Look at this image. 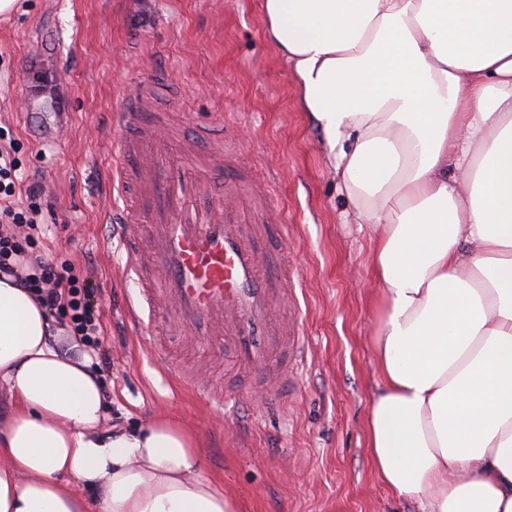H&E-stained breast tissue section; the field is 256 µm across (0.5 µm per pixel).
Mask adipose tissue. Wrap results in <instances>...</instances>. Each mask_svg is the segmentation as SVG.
<instances>
[{
    "instance_id": "ef3b65f1",
    "label": "adipose tissue",
    "mask_w": 512,
    "mask_h": 512,
    "mask_svg": "<svg viewBox=\"0 0 512 512\" xmlns=\"http://www.w3.org/2000/svg\"><path fill=\"white\" fill-rule=\"evenodd\" d=\"M260 8L374 232V473L417 512H512V0ZM80 348L0 273V512H239L178 418L104 428Z\"/></svg>"
}]
</instances>
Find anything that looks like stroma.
Here are the masks:
<instances>
[{
    "instance_id": "35a3bbf8",
    "label": "stroma",
    "mask_w": 512,
    "mask_h": 512,
    "mask_svg": "<svg viewBox=\"0 0 512 512\" xmlns=\"http://www.w3.org/2000/svg\"><path fill=\"white\" fill-rule=\"evenodd\" d=\"M44 33L58 53L42 55L24 79ZM156 72L180 91L182 135L170 149L201 126L234 138L237 160L258 170V194L289 226L288 235L269 237L266 253L294 272L306 355L290 364L293 385L282 402L262 414L254 410L264 402L254 372L236 370L222 344L170 336L161 361L146 329L124 315L135 285L105 217L122 205L110 190L109 133L122 98ZM46 78L65 84L70 114L69 129L51 144L38 142L22 115ZM297 94L291 68L264 36L258 0H17L0 15V127L12 133L24 183L40 188L39 251L98 289L111 423L136 428L159 414L182 417L204 441L208 476L246 512H414L379 483L367 448L377 381L371 232L351 223L325 134ZM183 369L196 389L181 386ZM218 385L228 404L222 413L200 396Z\"/></svg>"
}]
</instances>
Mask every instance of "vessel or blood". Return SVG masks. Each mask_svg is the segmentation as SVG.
Masks as SVG:
<instances>
[{
    "label": "vessel or blood",
    "mask_w": 512,
    "mask_h": 512,
    "mask_svg": "<svg viewBox=\"0 0 512 512\" xmlns=\"http://www.w3.org/2000/svg\"><path fill=\"white\" fill-rule=\"evenodd\" d=\"M157 83H141L120 114L121 134L113 143V187L124 205L126 267L138 283L127 315L155 303L167 307L166 329L180 335L206 326L210 337L232 340V359L243 369L265 367L303 354L300 317L279 318L292 294L274 283L262 259L268 225L282 216L265 208L261 223L243 213L241 188L253 185L251 171L230 162L209 128L177 159L166 142L171 131L156 96ZM40 138L54 141L69 127L65 111L45 112L30 103L25 112ZM224 178V204L211 202L212 182Z\"/></svg>",
    "instance_id": "vessel-or-blood-1"
}]
</instances>
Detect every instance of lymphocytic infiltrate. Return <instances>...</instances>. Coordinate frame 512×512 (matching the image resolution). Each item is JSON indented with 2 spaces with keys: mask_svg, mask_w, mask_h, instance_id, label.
I'll list each match as a JSON object with an SVG mask.
<instances>
[{
  "mask_svg": "<svg viewBox=\"0 0 512 512\" xmlns=\"http://www.w3.org/2000/svg\"><path fill=\"white\" fill-rule=\"evenodd\" d=\"M37 197V188L24 186L19 179L11 151L0 145V225L14 224L29 230L28 236L22 239L0 232V272L10 274L15 266H28L30 272L21 280L23 287L33 291L46 312L68 317L73 334L97 353L99 369H108L110 356L101 340L94 287L89 280L73 275L70 269L53 270L34 249L31 232L36 229L41 214Z\"/></svg>",
  "mask_w": 512,
  "mask_h": 512,
  "instance_id": "obj_1",
  "label": "lymphocytic infiltrate"
}]
</instances>
